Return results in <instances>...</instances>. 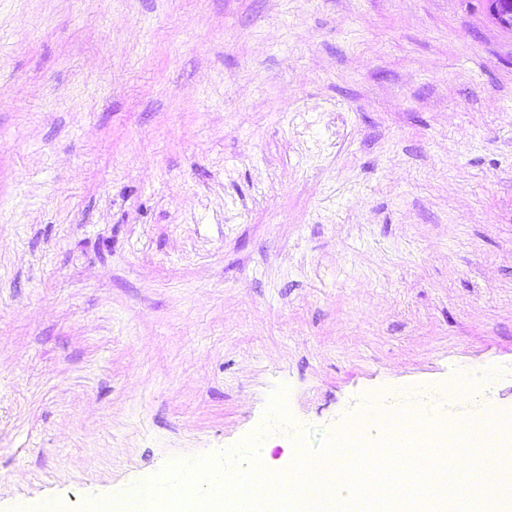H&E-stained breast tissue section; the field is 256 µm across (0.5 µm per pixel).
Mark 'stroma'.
<instances>
[{"label": "stroma", "instance_id": "35a3bbf8", "mask_svg": "<svg viewBox=\"0 0 512 512\" xmlns=\"http://www.w3.org/2000/svg\"><path fill=\"white\" fill-rule=\"evenodd\" d=\"M287 387L512 412V30L490 0H0V512L240 446Z\"/></svg>", "mask_w": 512, "mask_h": 512}]
</instances>
